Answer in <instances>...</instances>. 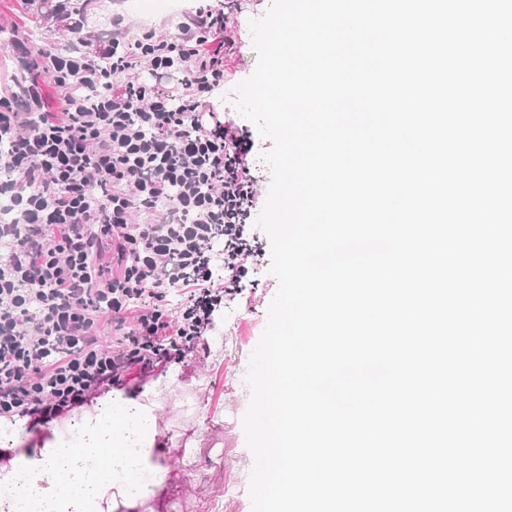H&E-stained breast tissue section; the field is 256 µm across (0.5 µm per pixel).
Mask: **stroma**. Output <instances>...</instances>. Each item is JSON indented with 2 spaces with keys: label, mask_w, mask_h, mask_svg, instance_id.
<instances>
[{
  "label": "stroma",
  "mask_w": 512,
  "mask_h": 512,
  "mask_svg": "<svg viewBox=\"0 0 512 512\" xmlns=\"http://www.w3.org/2000/svg\"><path fill=\"white\" fill-rule=\"evenodd\" d=\"M269 2L242 0L228 25L234 45L224 58V84L209 97L212 111L251 137L252 174L261 205L270 183L261 155L272 143L237 112L234 89L255 70L250 22L265 14ZM181 3L182 13L146 19L130 8L129 0H92L88 8L82 0H72L73 22L66 27L46 16L37 0H0V81L23 78L9 50L14 37L47 48H60L81 37L105 44L112 37L116 15L134 32L149 25L173 33L197 6V0ZM277 289L268 266H261L241 294L225 297L213 328L198 347L173 360L165 372L126 384V391L135 392L142 404L154 408L160 445L154 460L166 470L159 492L135 512H251L248 487L253 457L241 423L250 400L245 376Z\"/></svg>",
  "instance_id": "stroma-1"
}]
</instances>
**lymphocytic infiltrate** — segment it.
Here are the masks:
<instances>
[{
	"label": "lymphocytic infiltrate",
	"instance_id": "1",
	"mask_svg": "<svg viewBox=\"0 0 512 512\" xmlns=\"http://www.w3.org/2000/svg\"><path fill=\"white\" fill-rule=\"evenodd\" d=\"M239 6H199L175 33L114 25L108 52L14 38L25 77L0 86V419L60 421L163 370L263 257L250 138L208 103Z\"/></svg>",
	"mask_w": 512,
	"mask_h": 512
}]
</instances>
